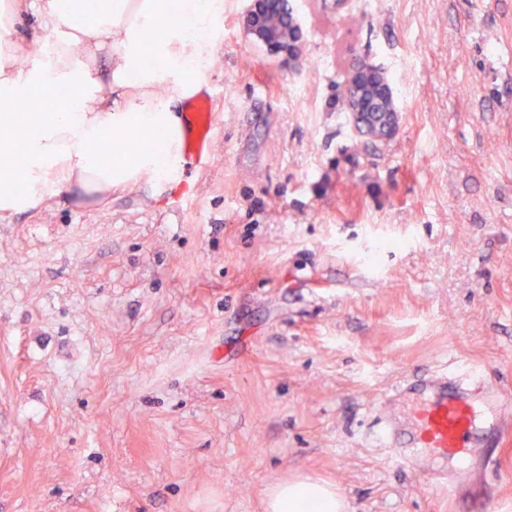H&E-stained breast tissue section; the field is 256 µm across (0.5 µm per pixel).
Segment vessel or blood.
<instances>
[{
	"label": "vessel or blood",
	"instance_id": "b4317fda",
	"mask_svg": "<svg viewBox=\"0 0 512 512\" xmlns=\"http://www.w3.org/2000/svg\"><path fill=\"white\" fill-rule=\"evenodd\" d=\"M218 124L211 96L191 100L184 117V149L195 168L209 166ZM396 396L385 415L388 443L404 464L431 468L433 482L441 487H448V474L435 470V463L474 457L484 446V435L502 434L495 407L473 399L463 375L434 370L404 383Z\"/></svg>",
	"mask_w": 512,
	"mask_h": 512
}]
</instances>
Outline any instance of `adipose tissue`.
Instances as JSON below:
<instances>
[{"mask_svg": "<svg viewBox=\"0 0 512 512\" xmlns=\"http://www.w3.org/2000/svg\"><path fill=\"white\" fill-rule=\"evenodd\" d=\"M54 39L49 60L16 68L13 35L25 10ZM223 0H111L87 14L84 0H0V103H24L62 83L65 103L41 112L31 131L0 135V212L40 208L63 191L82 195L126 191L148 181L176 184L184 163L180 112L184 99L204 93L193 74L208 57L206 33ZM106 49L109 79L86 58ZM111 160H103V152ZM265 512H343L336 490L310 478L270 488Z\"/></svg>", "mask_w": 512, "mask_h": 512, "instance_id": "ef3b65f1", "label": "adipose tissue"}]
</instances>
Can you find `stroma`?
Listing matches in <instances>:
<instances>
[{"label":"stroma","mask_w":512,"mask_h":512,"mask_svg":"<svg viewBox=\"0 0 512 512\" xmlns=\"http://www.w3.org/2000/svg\"><path fill=\"white\" fill-rule=\"evenodd\" d=\"M224 0L201 76L221 121L192 192H69L0 215V512H512V434L455 495L385 445L416 373L512 393V0H288L298 54ZM383 67V141L339 87ZM266 512H341L344 502L332 486L306 478L284 480L265 496Z\"/></svg>","instance_id":"stroma-1"}]
</instances>
